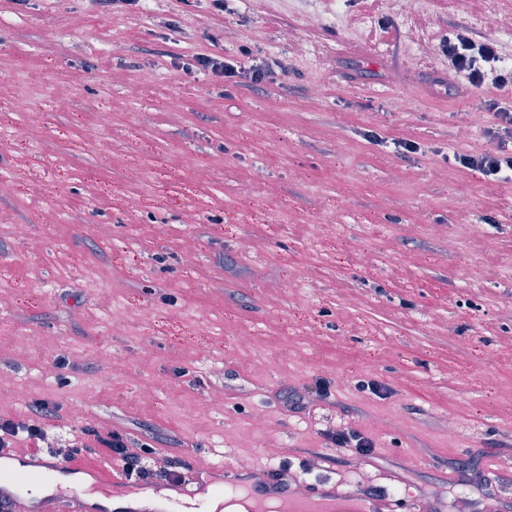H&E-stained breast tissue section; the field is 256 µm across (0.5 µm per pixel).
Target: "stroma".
<instances>
[{
    "instance_id": "35a3bbf8",
    "label": "stroma",
    "mask_w": 512,
    "mask_h": 512,
    "mask_svg": "<svg viewBox=\"0 0 512 512\" xmlns=\"http://www.w3.org/2000/svg\"><path fill=\"white\" fill-rule=\"evenodd\" d=\"M229 7L222 16L207 0H144L107 17L95 0H0V81L9 83L0 127L26 124L13 109L20 93L41 120L33 144L0 136V209L32 236L12 240L0 226L11 292L10 310H0V418L25 419L15 396L23 386L65 417L86 401L100 430L151 432L156 460L191 455L193 487L221 481L237 461L261 472L306 448L303 485L326 477L350 488L361 474L384 486L395 472V492L434 512H456L471 489L474 512H512V472L501 466L512 456V181L488 184L448 161L455 150L491 148L484 103L493 90L432 76L446 67L436 56L442 35L490 38L482 0H429L410 58L399 27L381 39L362 24L384 13L380 0H321V11L347 12L345 30L307 29L274 0ZM288 28L306 58L283 39ZM241 45L278 60L275 74L227 88L182 67ZM409 63L414 107L395 112L401 87L385 73ZM147 71L155 80L145 85ZM76 74L61 100L57 86ZM90 103L112 114L109 151L95 144ZM467 122L474 135L464 142ZM397 139L416 141L419 153H394ZM189 154L202 166L223 155L224 166L197 180L182 163ZM462 191L471 209L459 207ZM132 197L142 201L135 212ZM271 198L286 218L267 210ZM340 199L348 213L336 224ZM99 224L111 225L109 238L96 236ZM190 234L198 249L189 263L180 244ZM244 238L264 258L240 252ZM368 251L379 258L371 268ZM93 258L107 264L97 280L83 272ZM295 271L308 286L289 294L280 280ZM246 331L257 348L238 346ZM202 347L210 357L194 358ZM70 348L81 354L76 369L55 368ZM488 353L491 384L472 367ZM319 379L330 398L315 394ZM368 380L389 396L361 390ZM147 382L155 393L145 402ZM216 388L222 411L200 421L197 403ZM347 425L372 440L371 455L325 444L324 432Z\"/></svg>"
}]
</instances>
